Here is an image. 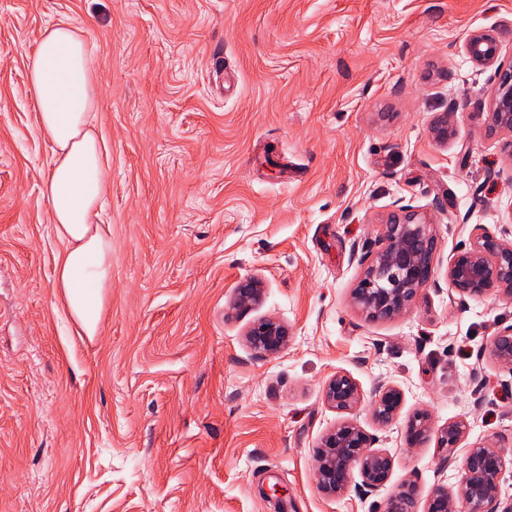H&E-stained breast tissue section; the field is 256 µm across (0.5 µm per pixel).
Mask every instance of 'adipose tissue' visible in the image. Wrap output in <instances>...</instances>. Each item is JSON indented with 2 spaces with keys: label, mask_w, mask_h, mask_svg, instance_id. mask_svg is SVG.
I'll list each match as a JSON object with an SVG mask.
<instances>
[{
  "label": "adipose tissue",
  "mask_w": 512,
  "mask_h": 512,
  "mask_svg": "<svg viewBox=\"0 0 512 512\" xmlns=\"http://www.w3.org/2000/svg\"><path fill=\"white\" fill-rule=\"evenodd\" d=\"M28 79L51 149L42 195L65 244L56 286L74 322L93 337L112 286V236L95 222L107 188V149L93 129L94 70L82 30L65 19L47 28L29 58Z\"/></svg>",
  "instance_id": "1"
}]
</instances>
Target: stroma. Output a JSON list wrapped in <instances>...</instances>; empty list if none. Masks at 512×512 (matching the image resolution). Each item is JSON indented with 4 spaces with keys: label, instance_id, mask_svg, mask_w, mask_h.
I'll list each match as a JSON object with an SVG mask.
<instances>
[{
    "label": "stroma",
    "instance_id": "stroma-1",
    "mask_svg": "<svg viewBox=\"0 0 512 512\" xmlns=\"http://www.w3.org/2000/svg\"><path fill=\"white\" fill-rule=\"evenodd\" d=\"M64 16L93 54L109 150L112 288L91 339L55 286L65 245L28 80ZM477 30L512 64V0H0V512H383L410 484L424 512L479 444L504 455L512 500V369L488 355L512 298L448 282L476 229L512 236V136L488 130L494 70L464 50ZM402 209L430 222L432 281L371 320L351 292ZM246 277L262 299L231 312ZM263 318L288 327L277 354L245 342ZM339 372L393 459L380 490L358 473L317 487ZM382 385L404 393L385 424ZM419 411L466 420L453 455L408 443Z\"/></svg>",
    "mask_w": 512,
    "mask_h": 512
}]
</instances>
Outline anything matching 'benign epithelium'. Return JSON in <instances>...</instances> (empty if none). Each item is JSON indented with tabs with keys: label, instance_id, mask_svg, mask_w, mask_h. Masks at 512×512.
Segmentation results:
<instances>
[{
	"label": "benign epithelium",
	"instance_id": "7a95c632",
	"mask_svg": "<svg viewBox=\"0 0 512 512\" xmlns=\"http://www.w3.org/2000/svg\"><path fill=\"white\" fill-rule=\"evenodd\" d=\"M465 52L477 64L492 66L498 59L495 35L475 31L465 41ZM498 79L491 90L492 112L488 126L494 132L512 133V67L497 68ZM434 137L446 142L455 135L448 114L435 122ZM381 247L367 264L354 290L357 307L371 319H385L405 312L420 289L431 281L435 238L428 223L415 213H392L384 220ZM448 279L461 295H480L497 289L512 296V239L497 238L483 231L475 234L473 246L453 256L448 264ZM261 282L247 277L234 289L233 307L249 308L261 300ZM250 347L263 355L280 352L288 344V329L273 319H263L247 331ZM498 363L512 366V325L494 336L489 350ZM324 401L337 413L345 415L327 433L317 452V485L327 495L346 490L354 470H359L364 485L371 491L382 488L393 466L392 458L371 446V438L349 418L361 400L359 384L346 373L333 375L324 387ZM403 392L395 386L382 387L375 393L373 412L377 420L389 422L402 408ZM428 415L419 411L410 419L408 441H417L428 432ZM467 424L462 420L448 423L438 437L439 448L452 454L459 447ZM506 468L504 456L489 446H473L464 458L465 479L455 493L439 488L428 500L426 512H457L461 498L469 512H512V503L504 504L499 494V479Z\"/></svg>",
	"mask_w": 512,
	"mask_h": 512
}]
</instances>
